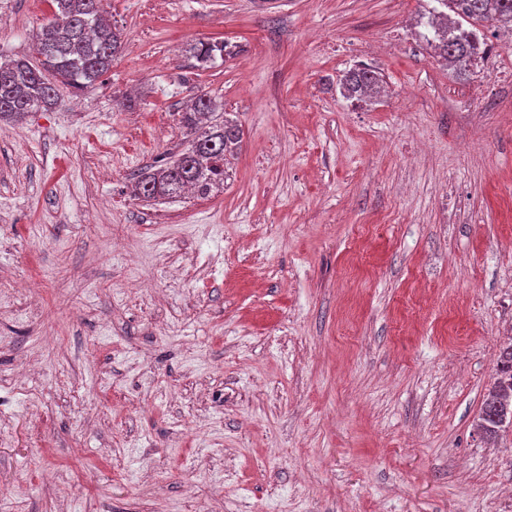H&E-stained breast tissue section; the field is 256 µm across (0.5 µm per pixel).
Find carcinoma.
<instances>
[{"label": "carcinoma", "mask_w": 512, "mask_h": 512, "mask_svg": "<svg viewBox=\"0 0 512 512\" xmlns=\"http://www.w3.org/2000/svg\"><path fill=\"white\" fill-rule=\"evenodd\" d=\"M99 0H52L29 54L0 62V120L18 121L31 112L57 105L66 89L93 86L112 67L121 47L120 31L102 17ZM423 38L435 56L457 71H465L479 54V26L489 23L512 32V0H434ZM189 52L205 65L227 54L221 43L199 42ZM376 68L356 65L338 81L340 94L366 102L381 91ZM187 146L157 167H146L133 185L138 197L173 199L190 191L207 198L224 188L226 165L237 153L243 130L225 117L224 104L202 94L181 113ZM480 427L489 436L512 425V344L498 358L496 377L481 408Z\"/></svg>", "instance_id": "carcinoma-1"}]
</instances>
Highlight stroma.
Masks as SVG:
<instances>
[{
  "mask_svg": "<svg viewBox=\"0 0 512 512\" xmlns=\"http://www.w3.org/2000/svg\"><path fill=\"white\" fill-rule=\"evenodd\" d=\"M432 5L101 0L111 69L0 121V512H512V427L477 426L512 83L438 61ZM52 11L0 0V59ZM202 93L243 129L223 190L137 199ZM189 52L200 64L207 65L216 60L217 52L223 58L227 54V46L224 43L199 42L191 45ZM383 79L376 68L356 65L344 72L338 81L340 94L352 102H367L381 91Z\"/></svg>",
  "mask_w": 512,
  "mask_h": 512,
  "instance_id": "obj_1",
  "label": "stroma"
}]
</instances>
